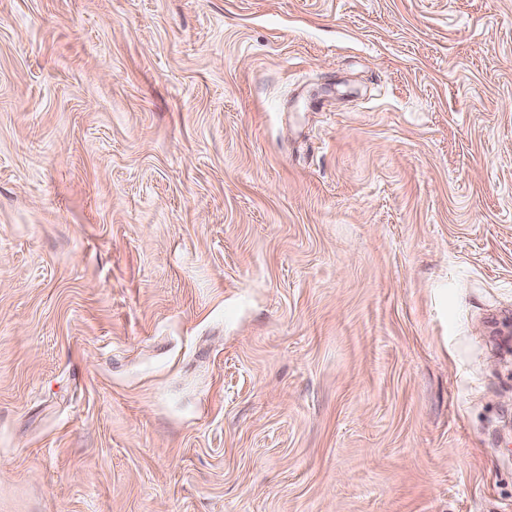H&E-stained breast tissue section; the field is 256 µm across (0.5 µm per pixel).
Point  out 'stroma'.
<instances>
[{"instance_id": "obj_1", "label": "stroma", "mask_w": 512, "mask_h": 512, "mask_svg": "<svg viewBox=\"0 0 512 512\" xmlns=\"http://www.w3.org/2000/svg\"><path fill=\"white\" fill-rule=\"evenodd\" d=\"M0 512H512V0H0Z\"/></svg>"}]
</instances>
